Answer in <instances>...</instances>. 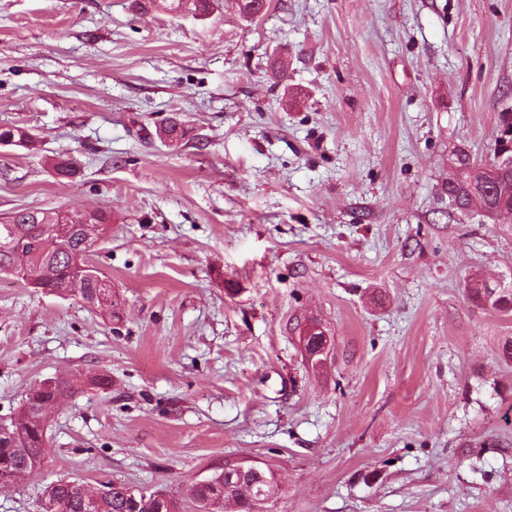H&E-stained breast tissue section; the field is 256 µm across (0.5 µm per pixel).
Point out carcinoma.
I'll list each match as a JSON object with an SVG mask.
<instances>
[{"instance_id": "obj_1", "label": "carcinoma", "mask_w": 512, "mask_h": 512, "mask_svg": "<svg viewBox=\"0 0 512 512\" xmlns=\"http://www.w3.org/2000/svg\"><path fill=\"white\" fill-rule=\"evenodd\" d=\"M138 9L161 8L171 13L188 11L197 18L210 16L218 6V0H135ZM160 137L171 146H178L186 137L182 122L172 118L159 130ZM35 137L21 127L0 128V145L32 146ZM494 193L485 200L486 209L502 211L501 221H512V176L503 175L492 182ZM471 187H462L457 181L449 183L448 200L455 208L463 210L473 203L470 196ZM70 224H94L98 233L103 234L108 224L112 223V212L92 210L62 213L59 209L29 210L22 209L11 213L0 221V271L15 265L17 258L13 242L25 241V272L35 282L37 288L56 294L64 289L70 270L77 264L86 268L90 274L88 288L77 289L85 303H90L94 295L112 300V287L105 276L89 263L94 248L87 247L82 237L75 233L54 248L44 247L50 238V232L60 221ZM467 294L476 303L487 304L500 312L512 311V294L492 295L488 282L472 279L466 285ZM70 390V383L65 379L55 380L53 390L39 397L26 396L18 409L7 416L6 424L13 429H21L27 442L21 448L0 446V482L10 479L11 475L21 469L33 473L40 468L36 460L46 456L47 440L43 428L45 408L54 395H65ZM270 473L262 470L254 473L250 486V496H262L271 499L278 494V483L268 480ZM81 483L72 477H62L48 484L41 499L40 512H83V502L79 495ZM95 501L92 512H131L125 496L126 484L112 481L104 484ZM193 501L198 512H249L250 504L239 494L234 493L222 499L217 498L216 486L201 480L194 485Z\"/></svg>"}]
</instances>
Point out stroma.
I'll return each mask as SVG.
<instances>
[{
	"instance_id": "1",
	"label": "stroma",
	"mask_w": 512,
	"mask_h": 512,
	"mask_svg": "<svg viewBox=\"0 0 512 512\" xmlns=\"http://www.w3.org/2000/svg\"><path fill=\"white\" fill-rule=\"evenodd\" d=\"M507 119L512 0H0V127L37 136L0 145V217L112 213L111 304L0 273V417L72 385L0 512L62 476L194 512L229 458L275 471L270 512H512V313L465 296L512 280V224L447 193ZM139 10L161 8L171 13L188 11L197 18H207L218 6V0H135Z\"/></svg>"
}]
</instances>
